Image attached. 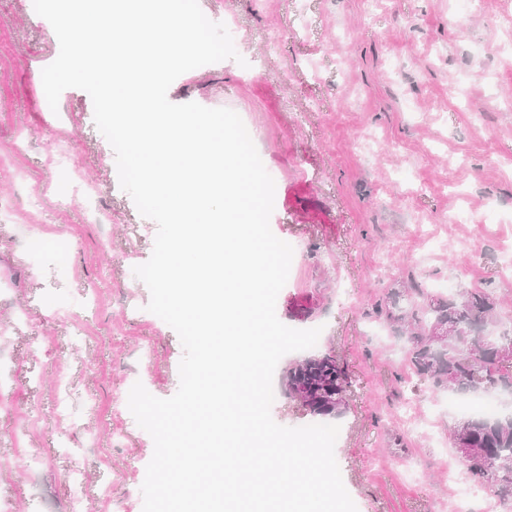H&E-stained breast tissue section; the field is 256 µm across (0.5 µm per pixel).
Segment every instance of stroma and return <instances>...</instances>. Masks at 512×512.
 Returning <instances> with one entry per match:
<instances>
[{"instance_id":"1","label":"stroma","mask_w":512,"mask_h":512,"mask_svg":"<svg viewBox=\"0 0 512 512\" xmlns=\"http://www.w3.org/2000/svg\"><path fill=\"white\" fill-rule=\"evenodd\" d=\"M32 3L0 0V512H142L154 444L128 393L173 396L183 356L133 273L157 225L121 189L90 96L50 109L59 41ZM199 5L237 24L240 58L168 98L237 112L275 181L270 227L294 249L276 314L320 328L348 376L334 454L357 512H457L462 493L495 512L494 484L450 445L447 392L414 373L385 308L411 282L480 288L512 333V0L462 19L454 0Z\"/></svg>"}]
</instances>
